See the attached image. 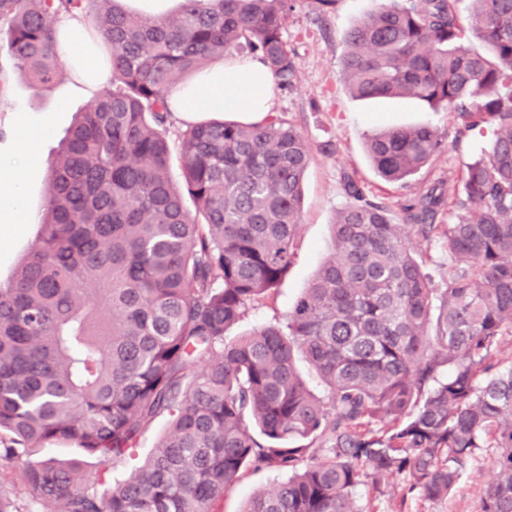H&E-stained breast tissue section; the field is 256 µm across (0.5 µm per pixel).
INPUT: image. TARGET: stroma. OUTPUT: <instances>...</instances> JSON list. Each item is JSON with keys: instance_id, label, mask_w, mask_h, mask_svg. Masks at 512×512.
I'll use <instances>...</instances> for the list:
<instances>
[{"instance_id": "35a3bbf8", "label": "stroma", "mask_w": 512, "mask_h": 512, "mask_svg": "<svg viewBox=\"0 0 512 512\" xmlns=\"http://www.w3.org/2000/svg\"><path fill=\"white\" fill-rule=\"evenodd\" d=\"M377 0H337L333 9L320 13L315 0H297L283 35L296 52L297 80L290 91H274V112L295 125L312 146L311 161L303 179L302 222L292 262L280 285L254 302L230 334L238 336L263 325L284 322L289 310L328 256L332 248L331 226L344 205V178H351L372 201L401 215L406 200L441 182L461 188L466 165L488 148L489 135H458L457 123L446 111L435 112L411 98L358 99L342 77L346 51L344 34ZM95 91H81L72 75H64L46 88H35L27 77L8 69L0 81V144L9 137L17 115L31 120L50 119L51 135L37 148L36 158L24 173L25 207L39 216L45 206L53 162L59 141L76 113L93 103ZM427 124L445 137L442 153L420 172L403 182L381 178L365 152V140L373 130L408 124ZM38 232L36 224H21L0 233V281H7L21 257L29 252ZM494 451L482 449L473 470L452 494L440 501L411 498L400 502L401 482L395 477L364 479L356 490L360 512H481V500L491 480L488 468ZM275 471L245 468L238 482L225 494L219 512H242L247 499L283 481Z\"/></svg>"}]
</instances>
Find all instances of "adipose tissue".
I'll use <instances>...</instances> for the list:
<instances>
[{"label": "adipose tissue", "instance_id": "1", "mask_svg": "<svg viewBox=\"0 0 512 512\" xmlns=\"http://www.w3.org/2000/svg\"><path fill=\"white\" fill-rule=\"evenodd\" d=\"M56 27L60 52L76 84L100 85L107 70L101 60L99 39L77 16H60ZM272 89V77L259 61L218 62L179 86L172 100L175 112L188 122L198 121L206 113H229L244 123H260L273 112ZM50 133L49 122L15 117L11 145L0 150V175L7 184L6 190H0V224L27 222L23 170L33 161L35 146Z\"/></svg>", "mask_w": 512, "mask_h": 512}]
</instances>
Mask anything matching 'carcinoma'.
<instances>
[{"label": "carcinoma", "mask_w": 512, "mask_h": 512, "mask_svg": "<svg viewBox=\"0 0 512 512\" xmlns=\"http://www.w3.org/2000/svg\"><path fill=\"white\" fill-rule=\"evenodd\" d=\"M116 0H0L12 68L37 88L64 75L59 16L86 15L110 78L68 131L39 232L0 282V462L22 466L53 512H216L243 468L287 480L242 512H360L362 479L392 475L447 498L495 449L481 512H512V0H380L345 35L361 99L414 98L484 124L493 140L453 192L389 209L346 183L333 252L286 322L227 339L288 272L309 140L278 115L183 133L185 190L165 128L177 79L243 52L296 83L283 36L296 0H182L154 19ZM469 25L485 45L462 44ZM377 172L400 181L442 151L430 125L374 132ZM448 223L438 224L442 210ZM442 240L432 287L414 238ZM303 354L324 386L297 371ZM169 431L127 478L109 469L159 416ZM66 441L80 456L39 454ZM0 512H23L0 485Z\"/></svg>", "instance_id": "obj_1"}]
</instances>
